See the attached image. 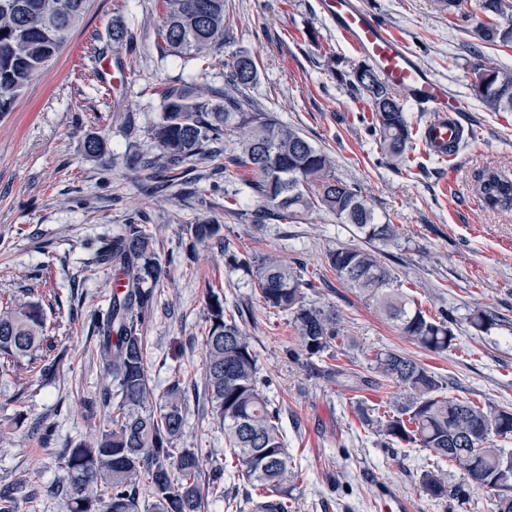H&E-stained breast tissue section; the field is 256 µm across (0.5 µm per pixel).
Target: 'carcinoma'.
Masks as SVG:
<instances>
[{
	"label": "carcinoma",
	"mask_w": 512,
	"mask_h": 512,
	"mask_svg": "<svg viewBox=\"0 0 512 512\" xmlns=\"http://www.w3.org/2000/svg\"><path fill=\"white\" fill-rule=\"evenodd\" d=\"M87 0H0V112L10 109L17 93L42 72L80 22ZM439 11L464 22L490 44H512V0H435ZM162 25L157 51L187 64L207 66L224 53L225 0H160ZM131 28L112 25V45L132 46ZM225 88H193L168 84L157 91L160 111L148 130L159 153L123 156L131 170L158 169L166 182L178 183L193 195L202 194L199 179L187 176L196 163L225 155L224 181L239 179V169L253 179L244 181L254 208H236L249 224L299 223L308 213L324 210L349 224L366 246L342 245L328 252L338 279L374 295L384 314L400 332L422 348L443 353L456 336L448 316L434 317L419 308L398 283L392 268L378 257L376 245H397L396 225L375 216L361 192L336 177L334 161L314 147L298 129L249 103L244 92L257 79L254 57L247 51L226 64ZM349 84L369 98L374 131L382 152L399 160L412 130L395 89L381 81L366 62L348 74ZM473 91L492 112H512V70L477 68ZM87 157L106 153L103 138L93 133L83 143ZM484 204L491 210L512 209V176L483 170L478 178ZM194 243L224 248V263L240 271L268 308L291 318L299 345L310 355L335 358L332 349L344 341L336 314L304 303L303 289L312 287L300 266L276 256L241 255L230 247L224 225L209 221L184 225ZM145 225L131 222L121 232L102 239L94 251L98 265L123 270V288L112 292L108 308L95 315L98 356L110 384L98 436L68 449L67 478L55 485L70 504V512H202L204 496L224 489V470L216 469L202 484L198 453L177 447L185 425L183 394L174 383L164 404L150 405L153 389L146 368L143 328L154 313L156 288L165 269ZM59 306L56 296L38 300L8 299L0 304V376L24 369L37 380H51L62 359L57 337L48 334L46 309ZM204 362L205 397L224 425L225 452L238 474L258 491L254 512H290L288 500L298 471L288 455L280 410L264 391L258 356L240 322L243 313L226 311L223 296L208 289ZM477 332L497 325L498 316L476 309L467 317ZM383 371L410 390L402 401L376 413L381 444L421 448L437 463H447L464 483L450 487L425 469L419 483L434 500H454L466 487L486 492L494 512H512V450L494 438L512 439V410L481 406L445 393L441 378L401 354L379 353ZM23 483L0 489V512H16Z\"/></svg>",
	"instance_id": "obj_1"
}]
</instances>
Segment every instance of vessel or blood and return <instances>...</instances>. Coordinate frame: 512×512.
Wrapping results in <instances>:
<instances>
[{"label":"vessel or blood","instance_id":"obj_1","mask_svg":"<svg viewBox=\"0 0 512 512\" xmlns=\"http://www.w3.org/2000/svg\"><path fill=\"white\" fill-rule=\"evenodd\" d=\"M321 10L336 26L341 38L371 65L380 78L423 103L433 117L423 130L426 147L435 150L458 137L455 115L467 111L465 100L449 93L406 44L375 20L359 0H321Z\"/></svg>","mask_w":512,"mask_h":512}]
</instances>
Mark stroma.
<instances>
[{
  "label": "stroma",
  "instance_id": "1",
  "mask_svg": "<svg viewBox=\"0 0 512 512\" xmlns=\"http://www.w3.org/2000/svg\"><path fill=\"white\" fill-rule=\"evenodd\" d=\"M317 2L226 0L224 54L248 50L258 68L250 101L332 154L337 177L357 185L377 217L397 224L392 268L419 307L448 311L455 347L442 354L423 349L401 335L374 298L338 280L328 251L359 239L331 213L316 211L294 224H242L225 213L223 191L207 192L201 202L176 185L156 190L151 172L134 175L113 164V157L134 151L155 154L145 129L158 111V87L183 81L220 87L225 68L160 59L158 0H88L54 61L0 113V302L29 288L56 294L60 311L49 324L65 352L49 383L23 372L0 377V488L25 480L40 487L36 497L20 500L17 512H69L67 500L44 487L65 477L68 448L93 440L105 415L100 407L87 412L85 403L108 383L95 352L93 315L106 309L117 274L108 265L86 277L82 268L99 238L132 220L153 233L167 270L144 328L150 384L158 397L173 381L185 386L179 445L198 450L202 475L230 464L224 429L204 398L211 286L229 308L247 311L242 327L281 410L299 472L292 512H492L479 490L460 501L430 499L419 475L432 460L416 449L377 445L365 414L404 391L376 369L381 351L434 372L450 396L512 409V210L486 208L476 181L486 168L512 173V112L489 111L472 91L476 67L512 69V46L461 30L434 0H364L370 14L469 104L459 120L473 137L453 159L441 160L420 139L430 113L404 100L414 137L404 159L391 163L372 133L369 101L344 79L363 58ZM116 21L131 28L137 62L112 46ZM104 62L120 76L119 85L96 77ZM128 111L140 129L130 139L112 121L113 113ZM91 132L106 141L107 157L85 158L83 140ZM202 220L223 224L241 252L273 255L319 274L305 300L335 311L345 334L337 364L352 379L328 375L325 362L299 351L293 324L258 302L242 272L228 271L220 247L196 246L182 235V225ZM477 306L494 312L500 326L472 329L466 318ZM47 426L54 435L46 441L39 430Z\"/></svg>",
  "mask_w": 512,
  "mask_h": 512
}]
</instances>
